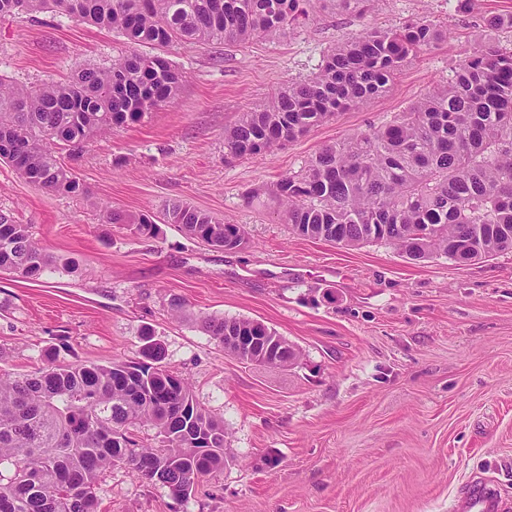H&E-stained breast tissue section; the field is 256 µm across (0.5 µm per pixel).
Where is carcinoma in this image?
<instances>
[{
    "mask_svg": "<svg viewBox=\"0 0 512 512\" xmlns=\"http://www.w3.org/2000/svg\"><path fill=\"white\" fill-rule=\"evenodd\" d=\"M309 2L0 0V17L59 11L157 50H134L110 69L82 68L67 82L39 87L0 75V160L51 192L86 196L54 143L78 148L174 99L182 73L160 51L274 41L309 16ZM447 38V28L427 19L363 29L333 48L313 77L284 85L225 129L224 155L271 154L336 114L365 106ZM267 191L305 238L357 247L376 233L410 261L444 255L471 263L511 251L512 48L474 49L451 81L433 86L389 123L323 146ZM145 218L105 211V223L153 237L157 227ZM163 222L229 251L245 243L243 227L185 203L169 204ZM50 264L30 225L0 213V270L35 280ZM200 322L221 346L226 336L276 338L271 366L299 358L293 344L257 320L203 316ZM163 359V347L146 333L138 359L1 372L0 512H99V481L117 465L179 499L224 470V417L199 405L189 382ZM146 426L155 430L153 445L135 438Z\"/></svg>",
    "mask_w": 512,
    "mask_h": 512,
    "instance_id": "carcinoma-1",
    "label": "carcinoma"
}]
</instances>
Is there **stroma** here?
<instances>
[{
  "label": "stroma",
  "instance_id": "1",
  "mask_svg": "<svg viewBox=\"0 0 512 512\" xmlns=\"http://www.w3.org/2000/svg\"><path fill=\"white\" fill-rule=\"evenodd\" d=\"M496 14H512V0H368L361 14L313 0L308 19L276 41L168 48L184 75L172 102L79 150L57 146L86 197L0 162V213L71 262L36 280L0 272V370L134 359L147 330L167 369L224 418L232 458L195 495L175 498L115 467L99 482L101 512H455L475 477L512 502V252L412 262L385 242L304 238L266 193L323 145L381 126L448 81ZM417 18L448 38L385 95L272 154L225 156V128L312 76L336 44ZM127 50L117 32L56 12L0 17V74L19 85L108 69ZM174 201L243 226L246 244L215 249L163 223ZM108 208L152 214L156 236L105 223ZM174 297L188 316H172ZM201 315L260 320L301 357L241 362L200 328Z\"/></svg>",
  "mask_w": 512,
  "mask_h": 512
}]
</instances>
